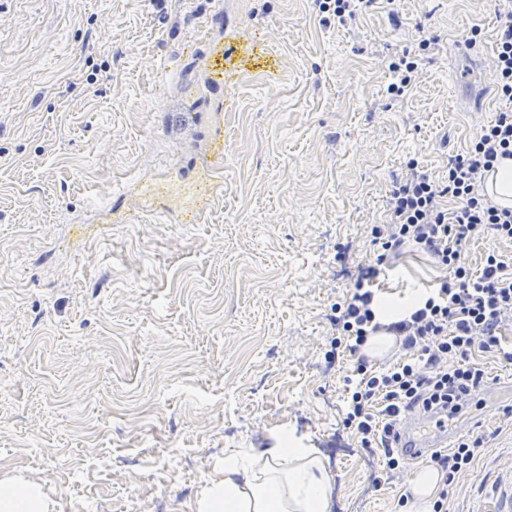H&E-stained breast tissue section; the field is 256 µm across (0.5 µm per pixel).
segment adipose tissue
Wrapping results in <instances>:
<instances>
[{
	"instance_id": "ef3b65f1",
	"label": "adipose tissue",
	"mask_w": 512,
	"mask_h": 512,
	"mask_svg": "<svg viewBox=\"0 0 512 512\" xmlns=\"http://www.w3.org/2000/svg\"><path fill=\"white\" fill-rule=\"evenodd\" d=\"M331 487L315 448L282 436L276 446L224 458V473L209 480L198 512H329ZM0 512H50L38 485L0 480Z\"/></svg>"
}]
</instances>
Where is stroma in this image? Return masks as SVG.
<instances>
[{"label":"stroma","instance_id":"stroma-1","mask_svg":"<svg viewBox=\"0 0 512 512\" xmlns=\"http://www.w3.org/2000/svg\"><path fill=\"white\" fill-rule=\"evenodd\" d=\"M505 8L372 0L342 27L315 0H224L217 87L193 38L211 0H0V478L52 512H196L226 450L289 433L319 449L330 512H414L415 465L390 473L341 422L332 307L408 162L444 183L495 119ZM425 38L392 96L390 62ZM387 264L383 302L447 277L411 243ZM511 405L458 414L485 451L450 512L512 494Z\"/></svg>","mask_w":512,"mask_h":512}]
</instances>
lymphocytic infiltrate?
Returning a JSON list of instances; mask_svg holds the SVG:
<instances>
[{
    "label": "lymphocytic infiltrate",
    "mask_w": 512,
    "mask_h": 512,
    "mask_svg": "<svg viewBox=\"0 0 512 512\" xmlns=\"http://www.w3.org/2000/svg\"><path fill=\"white\" fill-rule=\"evenodd\" d=\"M496 71L505 106L467 153L449 158L447 182L434 183L426 172L411 169L394 183L389 224L373 229L383 250L408 243L421 247L446 267L448 280L385 325L377 318L379 299L370 287L380 269L370 266L357 276L350 297L335 307L339 335L333 343L345 346L354 360L345 379L343 423L359 435L362 447L379 449L391 471L400 465L394 441L406 411L436 409L452 416L462 411L486 375L471 364L473 352L512 364V346L503 338L504 329L512 327V265L493 252L477 270L461 259L463 244L479 233L512 241V207L489 203L482 191L498 160L512 158V10L497 34ZM446 198L457 201L456 210L444 208ZM382 331L399 337L408 356L376 369L362 350ZM483 451L484 440L477 437L450 453H433L430 461L447 488Z\"/></svg>",
    "instance_id": "lymphocytic-infiltrate-1"
}]
</instances>
